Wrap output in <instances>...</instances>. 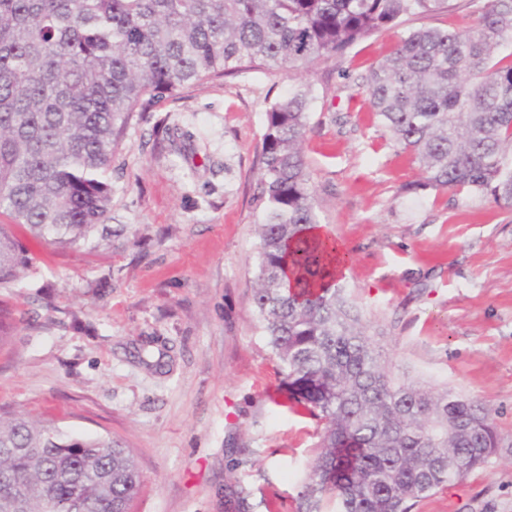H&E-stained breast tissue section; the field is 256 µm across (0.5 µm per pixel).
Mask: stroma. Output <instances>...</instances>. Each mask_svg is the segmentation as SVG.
<instances>
[{
	"mask_svg": "<svg viewBox=\"0 0 512 512\" xmlns=\"http://www.w3.org/2000/svg\"><path fill=\"white\" fill-rule=\"evenodd\" d=\"M467 0L359 40L336 64L244 69L150 101L112 160V237L33 255L0 287L20 324L0 350V414L133 448L132 512H295L316 420L289 410L253 304L270 106L311 96L303 155L341 283L400 377L486 407L501 455L412 512H512V205L424 186L355 82L411 29L470 26Z\"/></svg>",
	"mask_w": 512,
	"mask_h": 512,
	"instance_id": "stroma-1",
	"label": "stroma"
}]
</instances>
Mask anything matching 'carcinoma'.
Returning a JSON list of instances; mask_svg holds the SVG:
<instances>
[{
	"label": "carcinoma",
	"instance_id": "obj_1",
	"mask_svg": "<svg viewBox=\"0 0 512 512\" xmlns=\"http://www.w3.org/2000/svg\"><path fill=\"white\" fill-rule=\"evenodd\" d=\"M445 0H0V285L31 257L12 228L61 248L108 236L112 157L156 93L246 67L286 71L342 53ZM477 26L402 36L363 84L372 112L434 188L512 204V0L472 4ZM308 94L266 112L253 303L291 409L321 424L296 512H412L500 453L488 409L396 377L320 231L302 154ZM20 319L0 303V348ZM133 451L0 416V512H130Z\"/></svg>",
	"mask_w": 512,
	"mask_h": 512
}]
</instances>
